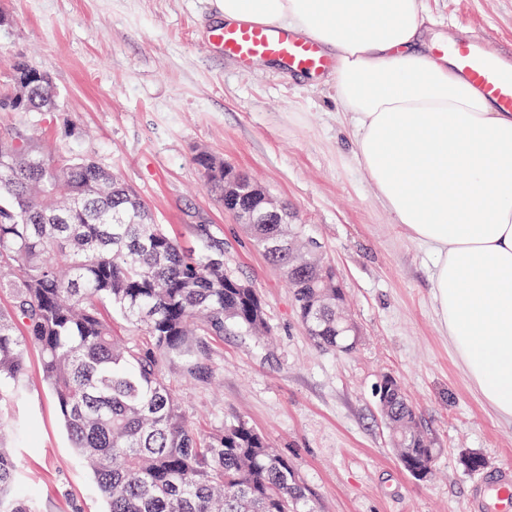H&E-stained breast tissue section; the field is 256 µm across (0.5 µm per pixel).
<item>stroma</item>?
<instances>
[{
	"label": "stroma",
	"mask_w": 512,
	"mask_h": 512,
	"mask_svg": "<svg viewBox=\"0 0 512 512\" xmlns=\"http://www.w3.org/2000/svg\"><path fill=\"white\" fill-rule=\"evenodd\" d=\"M0 87L14 57L50 73L53 120L28 114L44 147L83 153L119 173L157 223L192 254L224 245L229 267L264 301L274 336L264 346L234 330L208 337L216 375H165L199 433L245 419L286 455L311 489L317 512H463L474 452L486 468L512 465V423L501 421L448 345L433 303L432 259L377 202L353 161L333 82L260 62L240 68L210 45L214 0H0ZM423 22L446 43L478 36L512 62V0H424ZM246 173L288 203L335 266L361 332L349 354L317 348L298 321L281 272L226 214L194 164L198 149ZM22 418L33 438L12 439L19 485L33 486L35 512H105L73 453L41 371L26 353ZM404 386L441 453L436 474L404 472L382 421L376 389Z\"/></svg>",
	"instance_id": "obj_1"
}]
</instances>
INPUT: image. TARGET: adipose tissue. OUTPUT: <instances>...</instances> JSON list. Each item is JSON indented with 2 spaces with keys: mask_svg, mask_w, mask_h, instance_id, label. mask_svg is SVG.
Masks as SVG:
<instances>
[{
  "mask_svg": "<svg viewBox=\"0 0 512 512\" xmlns=\"http://www.w3.org/2000/svg\"><path fill=\"white\" fill-rule=\"evenodd\" d=\"M230 24L291 28L335 56L336 99L379 204L433 258L465 374L512 422V113L435 54L422 0H216Z\"/></svg>",
  "mask_w": 512,
  "mask_h": 512,
  "instance_id": "1",
  "label": "adipose tissue"
}]
</instances>
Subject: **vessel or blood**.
<instances>
[{
	"label": "vessel or blood",
	"mask_w": 512,
	"mask_h": 512,
	"mask_svg": "<svg viewBox=\"0 0 512 512\" xmlns=\"http://www.w3.org/2000/svg\"><path fill=\"white\" fill-rule=\"evenodd\" d=\"M209 41L225 57L249 66L261 61H277L288 71L319 75L335 67L334 58L320 45L279 27L261 26L248 20L218 26ZM457 70L506 112H512V65L488 52L482 38L449 46ZM466 512H512V468L503 467L476 479L465 505Z\"/></svg>",
	"instance_id": "b4317fda"
}]
</instances>
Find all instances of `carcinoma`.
<instances>
[{
    "label": "carcinoma",
    "mask_w": 512,
    "mask_h": 512,
    "mask_svg": "<svg viewBox=\"0 0 512 512\" xmlns=\"http://www.w3.org/2000/svg\"><path fill=\"white\" fill-rule=\"evenodd\" d=\"M0 112L57 108L50 75L24 57L11 65ZM195 164L208 184L244 174L201 150ZM246 231L291 288L312 344L347 353L360 337L345 292L322 246L301 224H246ZM11 285L0 310V512H32L16 491L7 447L38 420L17 421L24 348L36 345L44 378L71 447L90 467L107 512H313L312 494L288 458L245 419L233 416L203 437L187 422L166 364L182 363L192 381H210L205 337L235 329L271 334L257 289L224 265L213 243L190 255L121 177L72 148L43 150L21 127L0 133V283ZM137 339L112 334V314ZM402 469L431 474L439 449L396 378L378 390Z\"/></svg>",
    "instance_id": "1"
}]
</instances>
